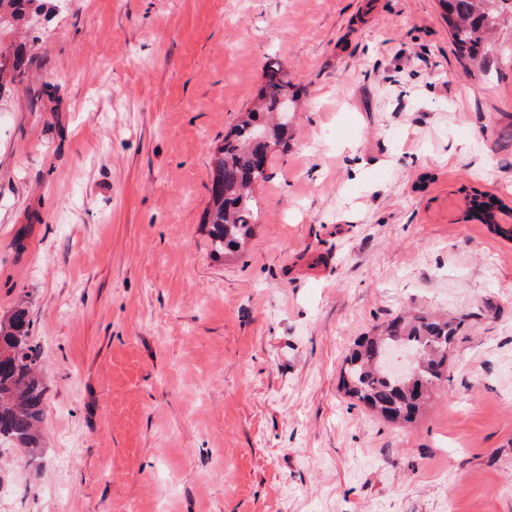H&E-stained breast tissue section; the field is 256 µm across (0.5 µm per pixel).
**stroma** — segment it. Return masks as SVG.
I'll return each instance as SVG.
<instances>
[{
  "instance_id": "35a3bbf8",
  "label": "stroma",
  "mask_w": 512,
  "mask_h": 512,
  "mask_svg": "<svg viewBox=\"0 0 512 512\" xmlns=\"http://www.w3.org/2000/svg\"><path fill=\"white\" fill-rule=\"evenodd\" d=\"M0 97V316L25 305L45 452L0 512H512L508 58L438 0H47ZM298 104L244 254L213 256L212 150L268 60ZM461 319L418 420L349 400L355 340ZM484 195H476L471 200V210L473 216L479 220L482 224H488L489 228L496 234L512 240V225L511 224H499L496 220L494 213L495 202L493 198L486 201ZM503 225L507 227H503Z\"/></svg>"
}]
</instances>
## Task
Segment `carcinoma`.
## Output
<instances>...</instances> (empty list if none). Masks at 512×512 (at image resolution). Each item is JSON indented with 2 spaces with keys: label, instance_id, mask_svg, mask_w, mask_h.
I'll return each instance as SVG.
<instances>
[{
  "label": "carcinoma",
  "instance_id": "obj_1",
  "mask_svg": "<svg viewBox=\"0 0 512 512\" xmlns=\"http://www.w3.org/2000/svg\"><path fill=\"white\" fill-rule=\"evenodd\" d=\"M459 50L477 54L498 25L512 20V0H438ZM40 0H0V89L5 80L23 76L29 42L23 30L41 16ZM258 102L224 136L211 158L209 199L204 223L213 252H238L258 221L254 196L269 178L271 145L288 137V126L274 121L288 94L287 73L278 62L265 66ZM495 201L477 195L473 216L496 234L512 239V225L496 220ZM454 321L428 313L399 315L370 336L361 338L346 357L342 387L387 421L412 423L444 378L448 345L456 335ZM25 310L0 320V451L15 448L32 463L40 455L46 386L41 347L31 336Z\"/></svg>",
  "mask_w": 512,
  "mask_h": 512
}]
</instances>
